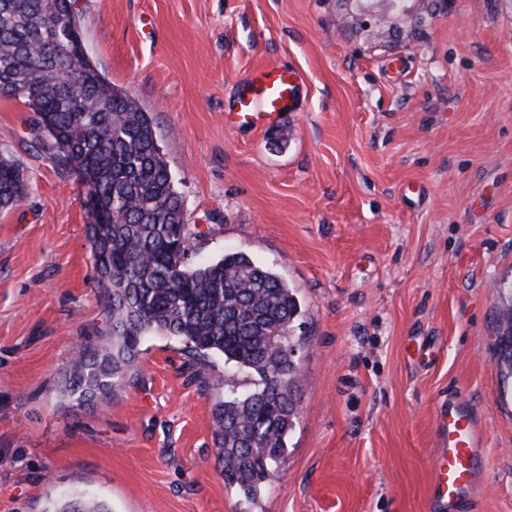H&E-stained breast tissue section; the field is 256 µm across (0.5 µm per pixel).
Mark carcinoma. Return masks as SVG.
<instances>
[{
	"label": "carcinoma",
	"instance_id": "cac0c4a2",
	"mask_svg": "<svg viewBox=\"0 0 512 512\" xmlns=\"http://www.w3.org/2000/svg\"><path fill=\"white\" fill-rule=\"evenodd\" d=\"M76 0H0V94L32 112L34 144L59 167L79 172L95 201L87 225L93 268L111 336L76 346L69 394L90 407L121 389L139 368L150 334L176 336L189 355L213 353L259 378L247 394L212 409L213 438L224 482L254 496L287 462L298 417L295 349L301 308L295 292L248 254L189 262L197 226L187 222L149 113L112 86L86 56ZM441 0H359L381 27L373 36H416L403 29ZM24 183L14 160L0 157V211L15 207ZM495 366L512 396V282L499 284ZM55 512H110L79 498Z\"/></svg>",
	"mask_w": 512,
	"mask_h": 512
}]
</instances>
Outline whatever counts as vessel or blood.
I'll return each mask as SVG.
<instances>
[{
    "instance_id": "b4317fda",
    "label": "vessel or blood",
    "mask_w": 512,
    "mask_h": 512,
    "mask_svg": "<svg viewBox=\"0 0 512 512\" xmlns=\"http://www.w3.org/2000/svg\"><path fill=\"white\" fill-rule=\"evenodd\" d=\"M300 83L294 73L268 66L241 84L236 115L273 122L297 102ZM437 465L432 475V512H462L482 478L485 433L469 401L452 398L436 411Z\"/></svg>"
}]
</instances>
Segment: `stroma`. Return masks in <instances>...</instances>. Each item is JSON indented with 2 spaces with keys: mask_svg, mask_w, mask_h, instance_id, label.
<instances>
[{
  "mask_svg": "<svg viewBox=\"0 0 512 512\" xmlns=\"http://www.w3.org/2000/svg\"><path fill=\"white\" fill-rule=\"evenodd\" d=\"M87 56L154 122L203 261L243 251L302 309L288 461L246 499L219 473L212 407L183 342L153 334L110 400L75 408L76 345L110 324L87 187L0 95V512L73 494L110 512H428L435 409L486 431L468 512H512V403L493 356L512 279V0H448L422 33L365 39L338 0H78ZM302 78L279 122L229 128L257 67ZM24 193V183L14 160L0 157V211L15 207Z\"/></svg>",
  "mask_w": 512,
  "mask_h": 512,
  "instance_id": "35a3bbf8",
  "label": "stroma"
}]
</instances>
